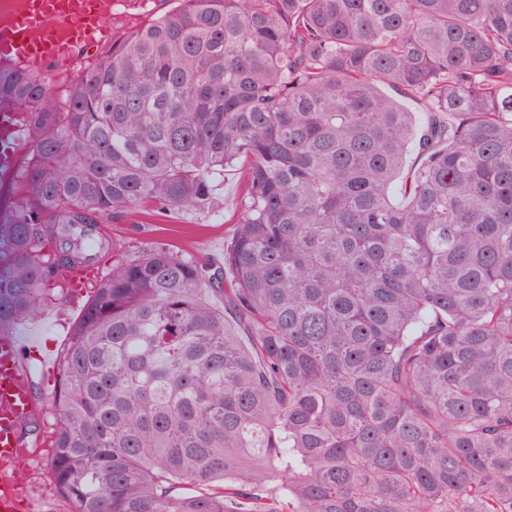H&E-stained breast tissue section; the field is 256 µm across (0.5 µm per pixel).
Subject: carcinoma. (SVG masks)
I'll return each instance as SVG.
<instances>
[{"label":"carcinoma","instance_id":"obj_1","mask_svg":"<svg viewBox=\"0 0 512 512\" xmlns=\"http://www.w3.org/2000/svg\"><path fill=\"white\" fill-rule=\"evenodd\" d=\"M26 115L0 331L95 225L216 205L218 260L112 264L62 356L71 512H512V0H176ZM419 101L431 120L405 169ZM59 244L46 259V242Z\"/></svg>","mask_w":512,"mask_h":512}]
</instances>
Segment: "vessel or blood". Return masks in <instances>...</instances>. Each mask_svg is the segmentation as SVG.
I'll return each instance as SVG.
<instances>
[{"label":"vessel or blood","mask_w":512,"mask_h":512,"mask_svg":"<svg viewBox=\"0 0 512 512\" xmlns=\"http://www.w3.org/2000/svg\"><path fill=\"white\" fill-rule=\"evenodd\" d=\"M104 0H24L20 11L0 22V64L40 68L66 61L79 45L97 43L106 30ZM19 107L0 105V175L14 173L22 146ZM98 265L62 271L71 305H78L90 280L101 279ZM33 337L14 332L0 334V512H19L26 482L20 465L23 453L20 431L36 415L25 352Z\"/></svg>","instance_id":"vessel-or-blood-1"}]
</instances>
